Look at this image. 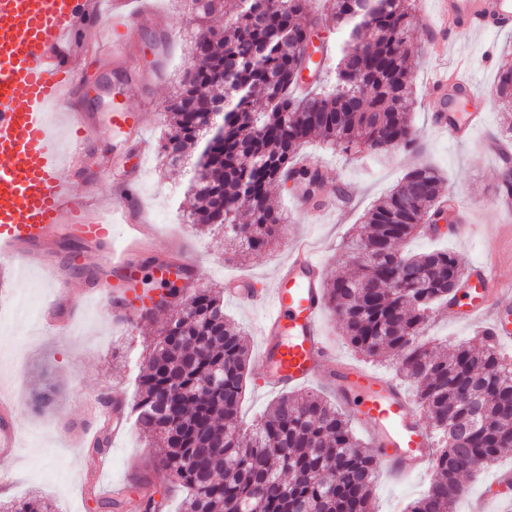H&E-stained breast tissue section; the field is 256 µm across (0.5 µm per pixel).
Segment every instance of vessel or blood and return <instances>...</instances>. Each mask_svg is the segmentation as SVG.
Returning a JSON list of instances; mask_svg holds the SVG:
<instances>
[{"mask_svg": "<svg viewBox=\"0 0 512 512\" xmlns=\"http://www.w3.org/2000/svg\"><path fill=\"white\" fill-rule=\"evenodd\" d=\"M134 0H0V258L31 263V254L49 243L59 229H67L82 248L68 261L80 268L84 247L107 246L105 274L87 292L98 300L115 298L123 322L138 324L156 302L142 286L144 274L156 282L185 279L193 264L171 254L154 257L152 231L128 221L124 202L99 204L78 195L68 170L81 165L92 130L69 111L79 91L74 59L92 73L99 61L124 56L125 33L142 18ZM435 27L440 40L430 45L441 58L446 35L465 29L512 30V0H436ZM432 88L444 109L431 115L433 125L456 142L468 141L484 121L480 111L464 122L450 118L462 98L476 88L459 69L437 67ZM112 126L135 138L143 136V115L114 110ZM127 219L124 245L113 249L115 218ZM153 257L144 268L145 257ZM323 271L310 246L294 241L286 263L271 288L255 291L252 280L238 278L229 294L251 307L263 309L259 361L266 389L282 391L326 379L337 401L368 431L378 467L377 476L402 479L427 469L433 459L429 427L392 378L331 357L324 337L326 309ZM448 310L470 324L490 320L496 341L512 343V282L479 263L463 272L462 286ZM13 399L0 398V447L15 451L17 439L10 412Z\"/></svg>", "mask_w": 512, "mask_h": 512, "instance_id": "b4317fda", "label": "vessel or blood"}]
</instances>
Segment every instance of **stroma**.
Instances as JSON below:
<instances>
[{
    "label": "stroma",
    "instance_id": "35a3bbf8",
    "mask_svg": "<svg viewBox=\"0 0 512 512\" xmlns=\"http://www.w3.org/2000/svg\"><path fill=\"white\" fill-rule=\"evenodd\" d=\"M155 14L150 22L130 36L125 62L102 66L88 93L72 105L77 116L96 130L87 151V166L95 173L100 198L122 197L126 188L123 169L134 158L125 137L112 128V110L130 107L145 113V152L138 180V195L131 206L136 221L153 225L159 247L186 252L197 265V286L225 285L228 279L246 276L257 287H271L277 266L287 259L284 243L269 250L239 256L218 232L200 233L185 217L192 206L185 194L184 170L167 169L159 155L164 135L163 107L176 91L186 66L190 40L196 23L182 0H152ZM413 28L408 41L413 81L411 122L416 150L391 151L386 160L370 155L350 159L325 152L313 141L304 148L311 160L326 164L330 177L320 197L329 201L326 212L298 210L295 200L300 187L279 184L272 198L288 216V228L309 240L322 262L324 277L344 275L348 266L337 263L353 227L382 197L389 194L412 168L428 164L444 180V196H454L469 206L467 223L472 236L455 237L444 229L440 237L421 236L401 244L405 253L442 248L453 252L461 265L492 263L498 273L512 278V214L498 212L491 204L501 179L494 158L484 149L487 138L499 137L506 126L504 114L490 95L497 63L512 55V30L474 34L457 31L448 45L449 60L465 56L470 60L468 77L477 93L474 105L485 108V121L473 139L455 144L436 130L430 114L437 107L431 95L433 68L429 56L433 37V0H415ZM99 248H90L78 284L70 301L59 300L46 284L47 273L29 267L17 274L15 266L0 260V382L18 398L14 416L19 446L14 454L0 455V476H7L10 500L41 498L54 512H102L98 501L110 499L113 486H122L132 501L146 491L164 493L167 483L153 467L154 450L136 426L112 440L108 465L94 474L85 445L74 441L77 426L97 423L93 410L97 399L130 408L135 398V377L142 353L166 320L168 310L155 311L138 327L117 322L111 301L84 299L86 279L100 274ZM55 310L69 325L67 334L45 330L42 314ZM224 311L248 334L252 357L246 379L240 418L250 423L264 414L276 395L261 389L263 368L257 357L261 338L260 309L225 299ZM54 385V402L45 408L34 405L32 394L44 385ZM512 467V451L494 467L464 477L467 492L454 512H512V488H497L501 501L487 504L483 492L499 470ZM431 472L396 484L377 483L370 502L371 512H402L429 485ZM95 484L96 496H88V484Z\"/></svg>",
    "mask_w": 512,
    "mask_h": 512
}]
</instances>
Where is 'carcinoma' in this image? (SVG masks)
<instances>
[{
    "mask_svg": "<svg viewBox=\"0 0 512 512\" xmlns=\"http://www.w3.org/2000/svg\"><path fill=\"white\" fill-rule=\"evenodd\" d=\"M224 27L195 35L180 88L167 108L164 164L199 154L187 192L188 221L220 230L247 254L271 247L288 217L269 186L323 178L302 163L314 140L355 157L415 145L408 33L413 0H324L302 18L307 0H193ZM333 27L329 66L304 45ZM317 74L296 94L299 73ZM496 103L512 109V63L498 69ZM224 103L221 135L208 133L211 107ZM430 166L411 169L365 215L348 245L353 271L323 281L326 305L356 354L392 365L437 440L433 478L407 512H453L461 477L512 449V361L482 333L479 344L448 352L423 340L436 313L460 287L462 268L447 250L405 256L398 245L423 235L443 201ZM421 273L407 283L400 271ZM160 307L175 305L140 366L135 423L159 448L155 464L188 489L183 512H369L376 465L349 419L326 396L279 397L257 424L242 428L238 407L250 349L224 315V290L164 285ZM0 512H52L28 498Z\"/></svg>",
    "mask_w": 512,
    "mask_h": 512,
    "instance_id": "cac0c4a2",
    "label": "carcinoma"
}]
</instances>
